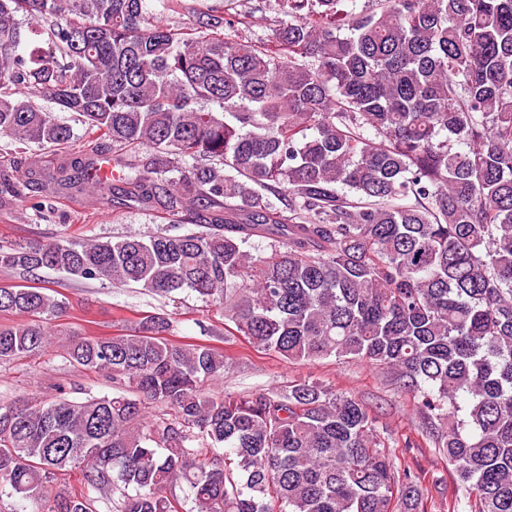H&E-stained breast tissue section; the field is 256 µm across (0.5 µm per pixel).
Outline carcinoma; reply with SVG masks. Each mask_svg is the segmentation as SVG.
Listing matches in <instances>:
<instances>
[{"instance_id":"carcinoma-1","label":"carcinoma","mask_w":512,"mask_h":512,"mask_svg":"<svg viewBox=\"0 0 512 512\" xmlns=\"http://www.w3.org/2000/svg\"><path fill=\"white\" fill-rule=\"evenodd\" d=\"M235 2L183 32L146 0H0V137L67 148L44 101L89 136L47 176L1 169L0 195L107 191L196 226L31 239L0 267L188 289L261 354L383 371L415 428L386 437L363 398L310 379L210 395L233 358L171 341L153 313L67 345L112 395L0 401V488L31 512H94L91 492L129 487L117 512H177L176 485L190 512H427L405 463L426 446L457 477L448 512H512V0H277L259 40ZM100 139L106 187L89 180ZM284 186L278 207L265 193ZM67 308L0 284V362L50 347ZM76 470L86 490L53 485Z\"/></svg>"}]
</instances>
